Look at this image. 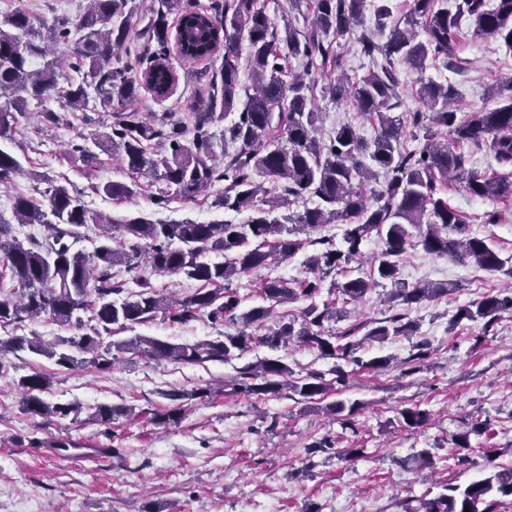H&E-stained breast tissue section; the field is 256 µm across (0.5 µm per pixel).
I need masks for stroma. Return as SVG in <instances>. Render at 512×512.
Masks as SVG:
<instances>
[{
    "mask_svg": "<svg viewBox=\"0 0 512 512\" xmlns=\"http://www.w3.org/2000/svg\"><path fill=\"white\" fill-rule=\"evenodd\" d=\"M86 7L87 0H0V16L22 10L50 25L77 19ZM457 54L459 65L439 60L424 75L457 87L461 113L479 111L487 104L488 88L512 77V51L496 39L467 32ZM222 61L218 54L174 60L178 81L169 95L160 99L141 91L135 110L163 128L191 120L205 111L211 89L187 80V72H211ZM317 107L323 132L348 123L364 138L375 133L352 103L321 96ZM29 110L30 119L20 121L11 137L0 139V150L16 156L23 167L11 185L0 186L4 217H11L15 195L39 199L55 182L81 191L92 212L114 219L140 214L168 223L244 222V214L211 207L203 199L177 198L166 207L155 206L150 178L131 176L99 146L100 134L112 123L110 113L66 112L54 98L30 102ZM46 110L60 113V122L41 123L36 114ZM76 144L97 154L95 168L84 167L72 150ZM112 180L135 182L134 194L115 201L95 192V185ZM442 193L473 233L487 238L502 256L512 257V200L476 198L457 183ZM493 211L501 213V221L486 223ZM342 233L339 224L321 227L310 232V244L295 257L233 280L230 287L241 308L260 304L259 287L267 278H303L305 258L322 250L320 238L338 242ZM400 277L411 285L445 282L450 291L403 310L387 303L386 288L378 287L346 305L345 317L327 324L340 335L400 313L419 325L416 336L365 346L364 358L389 356L393 363L383 372L352 371L339 386L340 398L364 403L349 427L327 412L325 397L301 403L285 393H237L239 368L270 356V349L261 345L242 357L201 365L125 354L106 373L63 368L27 350L0 356V512H405L435 497L444 483L465 485L489 476L497 466L512 465V315H503L489 328L477 321L448 329L459 306L511 285L512 279L419 247L404 254ZM224 332V326L205 319L173 324L159 317L121 336L180 343L217 340ZM420 338L430 344L429 357L413 371L405 360ZM36 373L50 380L43 400L78 404V417L25 412L16 383ZM196 389L206 390V397L179 404L169 398L170 392ZM99 405L127 407L131 413L101 424L92 418ZM416 405L429 411L428 424L403 428L401 410ZM176 407L181 410L178 422L156 423V416ZM477 422L487 423L488 430L471 436L470 462L461 464L452 437ZM325 438L332 448L314 450V443ZM62 442L69 451L59 450ZM348 448L364 454L347 457ZM424 448L433 449L434 467L413 463V455ZM487 448L499 449L495 463L486 462Z\"/></svg>",
    "mask_w": 512,
    "mask_h": 512,
    "instance_id": "35a3bbf8",
    "label": "stroma"
}]
</instances>
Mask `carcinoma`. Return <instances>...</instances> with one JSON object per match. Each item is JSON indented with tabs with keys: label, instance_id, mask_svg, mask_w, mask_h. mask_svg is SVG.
<instances>
[{
	"label": "carcinoma",
	"instance_id": "obj_1",
	"mask_svg": "<svg viewBox=\"0 0 512 512\" xmlns=\"http://www.w3.org/2000/svg\"><path fill=\"white\" fill-rule=\"evenodd\" d=\"M135 0H89L86 11L74 26L67 21L36 26L22 10L0 18V138H8L29 116V100L55 97L71 111L90 109L109 112L115 118L110 131L102 134L105 150L116 155L131 174L145 175L158 184L154 205L166 206L171 197L194 199L214 182L224 181V193L213 206L250 216L242 224L185 220L154 222L144 216L114 221L90 212L81 193L65 185H53L44 199L23 195L14 198L13 215L18 224H39L47 229L43 239L31 237L23 244L14 235L13 224L0 215V262L21 286L17 298L0 295V324L47 316L73 335L56 344L38 337L0 340V353L27 349L56 359L65 368L86 365L99 371L112 369L114 352L131 353L182 364L224 361L242 354L254 344L277 350L294 340L320 356L338 360L330 370L333 380L312 372L298 381H288L291 370L282 358H266L239 370V390L247 395H278L288 389L301 400H312L345 380L343 365L373 371L390 366V356L367 361L357 356L365 343H383L391 337L412 336L416 325L392 316L371 322L359 340L352 331L338 336L324 328L340 311L316 304L322 283L333 271L361 256L363 241L376 233L382 242L371 262L369 274L356 276L331 287L345 302H358L381 281L394 285L389 300L400 305L418 304L448 294V284L428 282L410 286L400 279V263L412 238L429 253L461 263H473L491 272L512 277V261L501 257L488 239L470 231L469 225L448 200L437 195V183L457 181L472 196L509 200L512 173L481 174L466 167L460 143H489L497 163L512 167V78L490 90L494 108L472 112L461 120L454 106L453 85L420 81L416 97L427 107L414 113L412 126L423 135L411 133L409 148L406 126L400 116L394 62L421 73L427 61H454L463 27L476 37H491L512 50V0H410L405 25L390 21L384 6L374 11L377 30L386 34L382 43L366 28L365 0H314L311 31L300 33L287 20L279 29L258 0H226L224 17L202 14L185 0H160L161 7L148 25L154 46L148 59L121 54L131 34ZM176 12L182 28L177 33L178 57L201 59L224 51L219 76L201 72L197 82L212 87L209 108L195 114L191 122L176 123L165 130L147 123L128 109L149 88L158 97L167 96L177 81L170 60L167 15ZM358 44L368 56L382 55L385 64L350 84L338 76L321 92L336 101L350 100L356 108L376 120L374 138H363L350 124H342L325 139L317 137L321 113L314 108L317 82L305 76L286 81L289 64L302 59L309 65L337 67L339 57L327 37ZM254 85L242 93L239 78L242 47ZM66 53L59 54V48ZM80 76L75 82L64 78V64ZM237 118L217 135L211 124L232 111ZM164 143L166 154L154 146ZM235 152L224 160V169L212 163L215 148L227 143ZM22 172L20 161L0 149V185H7ZM384 184L366 194L363 188L378 175ZM283 185V193L263 187L256 177ZM94 190L119 200L130 196L132 186L111 181ZM317 199L313 207L273 216L281 208L302 200ZM94 225L98 245L91 253L73 249L84 238L81 229ZM326 224L343 225L338 248L331 239L318 243L326 249L303 262L306 276L288 286L267 279L260 287L262 303L239 310L240 300L229 285L275 259L286 260L301 251L306 241L297 234ZM209 253L224 255L222 261L206 259ZM122 266L137 271L134 288L112 283V269ZM193 280L201 284L192 294L171 298L151 283L152 275ZM126 293L121 299L112 295ZM306 301L300 325L290 321L261 336L256 332L276 308ZM512 314V289L459 307L449 322L452 331L464 322L484 321L492 326L502 314ZM163 316L172 323H187L200 317L211 323L236 327L222 340L176 343L147 336L104 343L112 335ZM49 379L35 374L17 382L25 411L34 415L67 417L80 412L76 404H50L40 397ZM358 400L339 399L328 407L330 414L351 417L362 409ZM403 426L420 428L430 420L425 409L405 408ZM481 423L453 436L457 448L471 447L470 435H481ZM512 497V468L465 486L443 485L438 496L420 503L421 512H493L487 503L492 493Z\"/></svg>",
	"mask_w": 512,
	"mask_h": 512
}]
</instances>
